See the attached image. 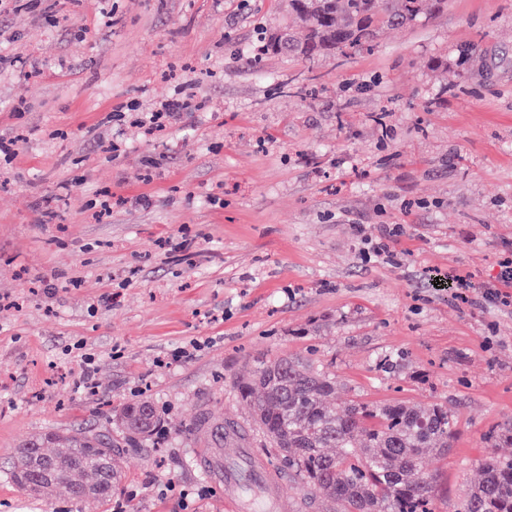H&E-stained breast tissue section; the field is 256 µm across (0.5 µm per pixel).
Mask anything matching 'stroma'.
Returning <instances> with one entry per match:
<instances>
[{"label":"stroma","instance_id":"stroma-1","mask_svg":"<svg viewBox=\"0 0 512 512\" xmlns=\"http://www.w3.org/2000/svg\"><path fill=\"white\" fill-rule=\"evenodd\" d=\"M292 21L289 0H0L26 73L0 71V459L40 432L122 440L112 411L137 399L161 415L109 500L0 471V512H113L130 490L134 512H228L194 461L204 419L305 494L238 391L281 354L333 371L338 405L446 404L442 507L512 422V307L482 297L512 254V0L253 67ZM167 101L181 119L147 134Z\"/></svg>","mask_w":512,"mask_h":512}]
</instances>
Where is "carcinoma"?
Returning <instances> with one entry per match:
<instances>
[{
    "instance_id": "carcinoma-1",
    "label": "carcinoma",
    "mask_w": 512,
    "mask_h": 512,
    "mask_svg": "<svg viewBox=\"0 0 512 512\" xmlns=\"http://www.w3.org/2000/svg\"><path fill=\"white\" fill-rule=\"evenodd\" d=\"M298 26L271 35L261 55L347 57L372 45L379 32L401 28L444 12L448 0H290ZM336 374L282 355L258 362L240 383L255 422L310 490L336 501L341 512H437L425 455L450 448L457 421L448 408L403 402L373 405L351 402L332 408ZM147 400L114 412L125 440L150 437L158 423ZM488 447L512 442V424L485 434ZM112 436L79 432L61 438L36 435L18 446L6 462L11 480L23 491L50 498L59 489L81 499L106 501L120 480ZM482 477L465 490L452 512H512V456L494 452L480 462Z\"/></svg>"
}]
</instances>
